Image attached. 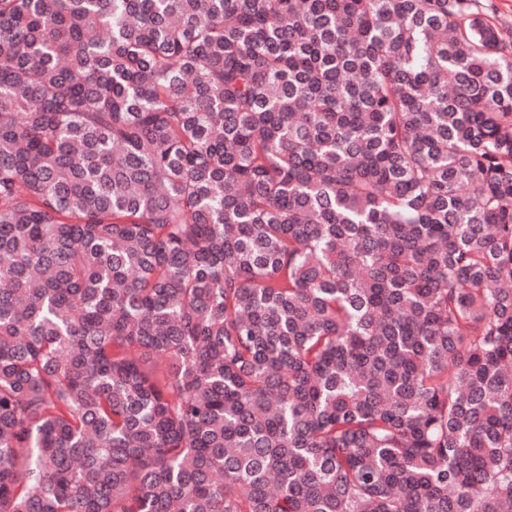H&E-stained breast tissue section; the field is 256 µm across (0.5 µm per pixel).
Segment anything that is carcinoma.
<instances>
[{"label": "carcinoma", "instance_id": "obj_1", "mask_svg": "<svg viewBox=\"0 0 512 512\" xmlns=\"http://www.w3.org/2000/svg\"><path fill=\"white\" fill-rule=\"evenodd\" d=\"M0 512H512L484 0H0Z\"/></svg>", "mask_w": 512, "mask_h": 512}]
</instances>
